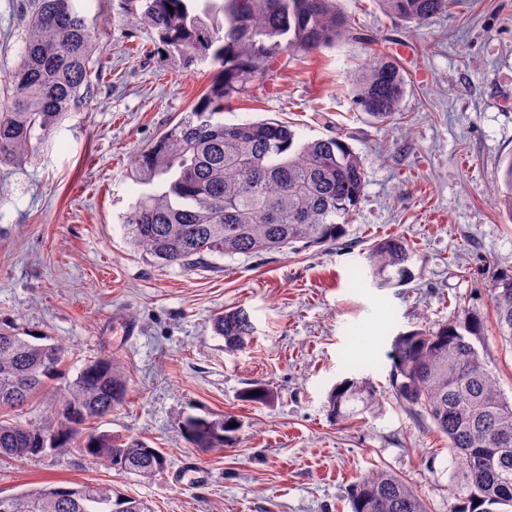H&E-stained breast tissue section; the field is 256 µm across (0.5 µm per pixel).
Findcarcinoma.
<instances>
[{
  "mask_svg": "<svg viewBox=\"0 0 512 512\" xmlns=\"http://www.w3.org/2000/svg\"><path fill=\"white\" fill-rule=\"evenodd\" d=\"M77 0H38L25 24L20 60L0 101V165L14 163L77 111L103 81L94 68L98 48L91 18ZM337 0H119L157 36V50L183 65L209 62L217 71L207 91L133 162L141 193L123 217L130 243L165 265L204 267L209 257L280 253L323 247L345 233L365 189L357 153L339 137L301 141L291 125L264 119L224 123V103L253 82H265L281 55L306 54L347 32ZM382 10L421 25L448 11L452 0H378ZM407 86L403 70L381 51L356 79L355 104L379 123L399 112ZM494 202L512 218V156ZM414 253L401 236L367 248L370 274L382 285L414 280ZM491 303L500 338L512 344V271L491 276ZM213 330L231 351L254 334L247 310L226 309ZM483 322L470 313L438 327L400 332L391 342L394 398L413 409L463 461L455 512H512V401L497 386L477 348ZM67 347L0 322V409L37 397L56 403L54 424L24 427L0 419V459L27 460L51 450L99 458L113 469L151 480L167 459L139 438L116 440L84 431L88 421L122 404L127 375L115 359L86 362L63 387ZM353 402L374 406L380 393L352 379L327 397L337 419ZM235 418L188 416L182 430L196 448H222ZM352 512H427L424 500L398 473L376 469L349 490ZM9 512H146L107 484L46 485L10 496Z\"/></svg>",
  "mask_w": 512,
  "mask_h": 512,
  "instance_id": "carcinoma-1",
  "label": "carcinoma"
}]
</instances>
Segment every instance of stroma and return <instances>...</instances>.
I'll return each mask as SVG.
<instances>
[{"mask_svg":"<svg viewBox=\"0 0 512 512\" xmlns=\"http://www.w3.org/2000/svg\"><path fill=\"white\" fill-rule=\"evenodd\" d=\"M31 2L0 0V77L20 59ZM337 7L350 24L344 37L279 58L272 80L236 94L222 118H272L302 140L347 142L366 184L344 237L187 268L134 248L120 217L143 190L131 176L135 154L190 110L214 70L137 54L152 33L117 0H85L111 80L40 151L0 167V320L64 343L69 375L103 355L118 360L128 396L93 428L145 440L168 466L145 480L78 453L6 459L0 496L50 482L107 483L151 512H352L355 478L388 468L428 512H454L457 458L392 396L386 353L397 333L475 312L499 388L512 399V346L496 333L490 300L492 270H512V221L492 200L512 155V0H459L417 31L377 0ZM379 49L395 53L408 76L399 118L387 125L353 102L355 80ZM392 235L413 246L415 279L381 288L366 249ZM236 306L255 333L230 352L212 318ZM347 378L384 398L337 420L327 395ZM254 385L273 400H240ZM189 414L231 415L240 428L230 446L203 451L181 431ZM189 461L207 471L206 482L180 480Z\"/></svg>","mask_w":512,"mask_h":512,"instance_id":"35a3bbf8","label":"stroma"}]
</instances>
